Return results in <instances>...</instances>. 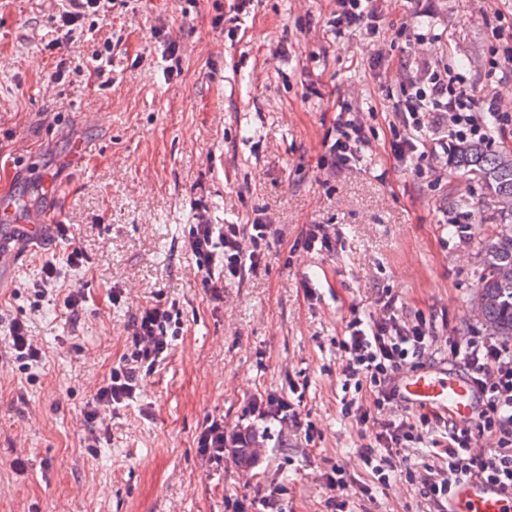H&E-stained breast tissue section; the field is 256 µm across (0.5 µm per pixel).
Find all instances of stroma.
I'll return each instance as SVG.
<instances>
[{"label": "stroma", "instance_id": "stroma-1", "mask_svg": "<svg viewBox=\"0 0 512 512\" xmlns=\"http://www.w3.org/2000/svg\"><path fill=\"white\" fill-rule=\"evenodd\" d=\"M375 31L335 35L338 0H129L73 44L48 48L59 0H0V196L22 216L60 214L41 246L10 243L0 313L28 322L45 351L21 373L0 363V512H326L322 475L362 478L370 431L340 412L337 342L352 313L378 315L395 296L406 321L437 327L433 367L448 340L483 326L472 313L484 246L501 219L476 178L444 165L417 174L391 154L393 103L423 65L465 68L481 94L512 111V64L488 76L492 32L512 27V0H377ZM440 40H432V32ZM111 43L112 82L94 76ZM363 120L362 161L336 165L328 138L339 107ZM86 153H75L77 144ZM467 208H460V201ZM205 208L214 224L271 221L257 272L205 294L183 248ZM467 213L470 228L451 224ZM327 225L332 246L303 240ZM83 263L69 265L72 249ZM54 256L84 297L79 327L30 287ZM125 300L112 304L111 288ZM175 301L183 334L144 377L133 408L93 439L82 412L125 351L131 319ZM304 389L299 412L316 435L252 412L254 397ZM250 436V468L234 450L209 463L197 447L210 418ZM359 512H421L406 468ZM25 459L24 470L13 467Z\"/></svg>", "mask_w": 512, "mask_h": 512}]
</instances>
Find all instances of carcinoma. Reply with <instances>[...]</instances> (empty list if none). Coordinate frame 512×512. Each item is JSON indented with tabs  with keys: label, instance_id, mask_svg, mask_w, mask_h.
<instances>
[{
	"label": "carcinoma",
	"instance_id": "carcinoma-1",
	"mask_svg": "<svg viewBox=\"0 0 512 512\" xmlns=\"http://www.w3.org/2000/svg\"><path fill=\"white\" fill-rule=\"evenodd\" d=\"M452 163L481 181L505 220L484 247L475 297L485 299L486 332L512 339V151L460 143L453 147Z\"/></svg>",
	"mask_w": 512,
	"mask_h": 512
}]
</instances>
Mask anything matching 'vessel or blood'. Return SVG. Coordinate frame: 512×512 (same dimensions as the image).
<instances>
[{
  "instance_id": "1",
  "label": "vessel or blood",
  "mask_w": 512,
  "mask_h": 512,
  "mask_svg": "<svg viewBox=\"0 0 512 512\" xmlns=\"http://www.w3.org/2000/svg\"><path fill=\"white\" fill-rule=\"evenodd\" d=\"M0 220L7 235L22 230L24 236L39 239L42 227L26 221L9 198H0ZM398 398L410 408L435 409L457 423L474 420L481 404L476 387L463 374L445 369H416L397 379ZM452 512H512V496L484 480H468L457 485Z\"/></svg>"
}]
</instances>
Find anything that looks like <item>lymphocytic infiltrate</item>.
I'll use <instances>...</instances> for the list:
<instances>
[{"instance_id": "f902f5d3", "label": "lymphocytic infiltrate", "mask_w": 512, "mask_h": 512, "mask_svg": "<svg viewBox=\"0 0 512 512\" xmlns=\"http://www.w3.org/2000/svg\"><path fill=\"white\" fill-rule=\"evenodd\" d=\"M402 133L392 139L396 161L413 164L422 171L428 161L447 157L451 144L478 141L488 145L512 135V114L500 111L495 102H481L475 87L451 67L424 68L393 104ZM330 146L337 164L358 159L369 139L357 115L340 110ZM272 227L262 219L250 224H213L199 215L184 242L202 275L212 299L224 297L228 281L256 271L266 256ZM44 278L35 287L39 298L60 302L72 326H79L83 297L63 291L58 268L45 262ZM180 321L175 303H148L139 307L127 338V351L104 379L84 408V421L104 435L112 433V418L137 402L144 371L159 367L168 358ZM338 346L342 353L344 388L352 395L342 402L343 416L371 425L372 438L363 450L370 482L352 477L339 466L325 473L327 499L332 512H347L351 494L370 496L372 487L390 485L394 478L391 459L401 449L430 441L427 461L406 469L407 482L419 486L427 512H450L457 484L481 478L512 492V344L485 334L470 333L450 341L448 358L459 364L482 396L476 422L461 427L434 412L412 416L404 412L388 416L398 403L394 380L403 369L426 367L437 340L432 322L418 318L407 323L398 314L394 297L382 302L380 317L352 315ZM0 337L5 355L21 368L41 363L43 351L26 321L0 317ZM496 439L490 453H477L473 445L483 435Z\"/></svg>"}]
</instances>
